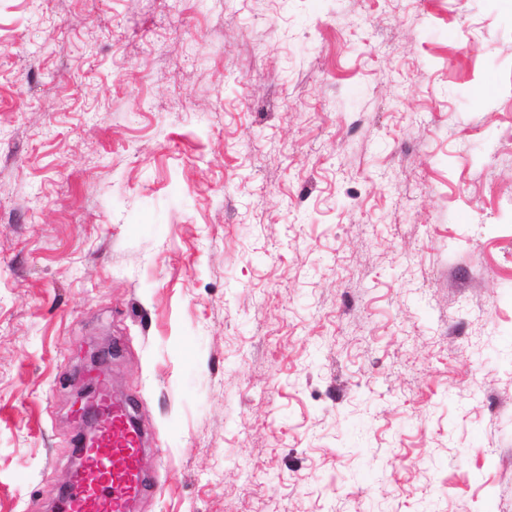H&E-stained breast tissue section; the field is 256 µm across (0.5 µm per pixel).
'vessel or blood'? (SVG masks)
<instances>
[{
	"label": "vessel or blood",
	"instance_id": "obj_1",
	"mask_svg": "<svg viewBox=\"0 0 512 512\" xmlns=\"http://www.w3.org/2000/svg\"><path fill=\"white\" fill-rule=\"evenodd\" d=\"M96 408L102 417L97 432L75 440L83 461L58 503V512H130L146 488L141 468L142 429L130 405L113 402L108 382L98 387Z\"/></svg>",
	"mask_w": 512,
	"mask_h": 512
}]
</instances>
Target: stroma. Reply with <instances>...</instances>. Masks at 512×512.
<instances>
[{"mask_svg":"<svg viewBox=\"0 0 512 512\" xmlns=\"http://www.w3.org/2000/svg\"><path fill=\"white\" fill-rule=\"evenodd\" d=\"M105 344L134 512H512V0H0V512Z\"/></svg>","mask_w":512,"mask_h":512,"instance_id":"35a3bbf8","label":"stroma"}]
</instances>
